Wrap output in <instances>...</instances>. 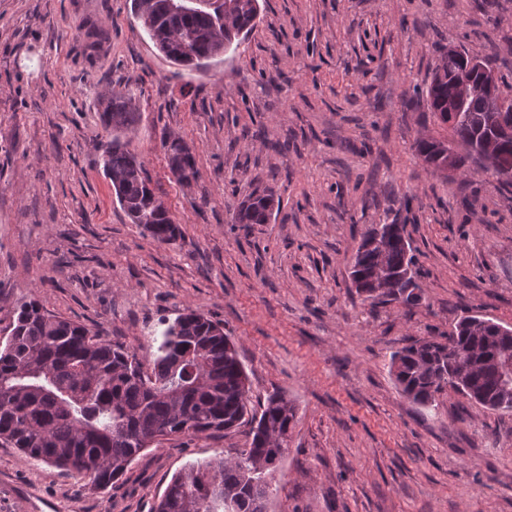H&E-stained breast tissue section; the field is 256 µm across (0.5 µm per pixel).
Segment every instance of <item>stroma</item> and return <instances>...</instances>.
<instances>
[{
    "label": "stroma",
    "mask_w": 512,
    "mask_h": 512,
    "mask_svg": "<svg viewBox=\"0 0 512 512\" xmlns=\"http://www.w3.org/2000/svg\"><path fill=\"white\" fill-rule=\"evenodd\" d=\"M238 51L191 71L165 60L132 0H0V340L21 305L104 330L149 359L161 318L224 325L259 406H298L269 512H512V414L452 391L422 409L390 356L445 341L464 310L512 327V188L432 173L413 143L447 136L420 91L448 45L512 87V0H260ZM129 91L140 156L182 236L130 223L100 164V101ZM183 139L196 179L170 172ZM273 190L270 223L236 224ZM405 225L422 300L375 304L349 278L366 228ZM249 425L148 448L105 490L0 441V512L21 490L58 512H151L189 463L245 448ZM185 144L186 142L180 138L169 137L162 141V148L169 169L180 168L188 171L180 181H188L190 178H195L197 174L196 158L194 154L187 153V146Z\"/></svg>",
    "instance_id": "1"
}]
</instances>
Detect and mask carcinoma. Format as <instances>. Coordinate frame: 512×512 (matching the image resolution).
I'll return each instance as SVG.
<instances>
[{
  "label": "carcinoma",
  "mask_w": 512,
  "mask_h": 512,
  "mask_svg": "<svg viewBox=\"0 0 512 512\" xmlns=\"http://www.w3.org/2000/svg\"><path fill=\"white\" fill-rule=\"evenodd\" d=\"M134 0V13L155 47L170 62L200 69L241 44L260 15L259 0H222L211 8L185 0ZM448 63H440L425 90L428 106L444 114ZM100 163L116 198L133 224L150 226V236L170 244L180 228L155 193L143 162L125 143L140 113L131 94L113 90L102 101ZM486 97H468L449 139L466 144L481 138ZM440 140L420 137L416 152L437 171L434 148ZM168 167L197 174L196 158L180 138L162 141ZM491 152L501 173L512 174V140H496ZM274 196L262 192L242 202L236 224H267ZM358 248L352 269L357 291L372 300L396 302L410 310L422 295L420 270L402 224H377ZM152 360L137 355L98 330L45 312L34 300L24 304L6 341L0 344V439L36 462L75 473L98 489L119 481L145 449L176 435H198L251 425L249 446L231 458L193 462L167 485L154 512H225V500L238 512H264L272 495L275 469L283 460L296 424L297 406L275 391L260 410L248 408V375L224 325L186 309L160 322ZM512 329L481 316L462 317L444 343L415 340L391 355V371L401 393L429 408L446 389L482 407L512 413Z\"/></svg>",
  "instance_id": "1"
}]
</instances>
